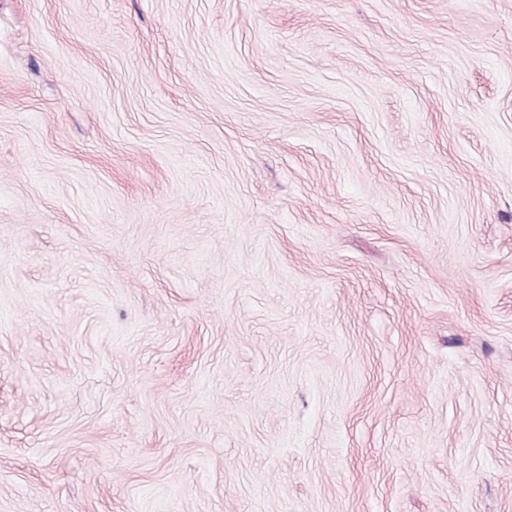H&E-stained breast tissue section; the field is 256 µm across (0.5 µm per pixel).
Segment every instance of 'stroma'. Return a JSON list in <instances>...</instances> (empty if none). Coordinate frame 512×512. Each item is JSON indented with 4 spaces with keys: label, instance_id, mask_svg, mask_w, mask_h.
<instances>
[{
    "label": "stroma",
    "instance_id": "1",
    "mask_svg": "<svg viewBox=\"0 0 512 512\" xmlns=\"http://www.w3.org/2000/svg\"><path fill=\"white\" fill-rule=\"evenodd\" d=\"M0 512H512V0H0Z\"/></svg>",
    "mask_w": 512,
    "mask_h": 512
}]
</instances>
